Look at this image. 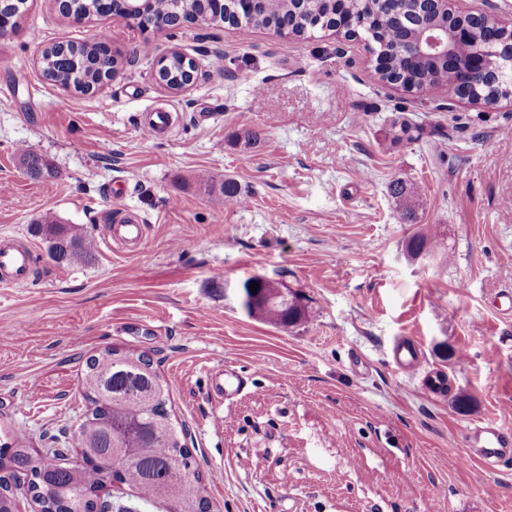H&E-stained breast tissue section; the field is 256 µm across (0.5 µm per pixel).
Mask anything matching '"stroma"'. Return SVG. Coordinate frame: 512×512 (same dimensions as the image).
<instances>
[{
    "label": "stroma",
    "instance_id": "1",
    "mask_svg": "<svg viewBox=\"0 0 512 512\" xmlns=\"http://www.w3.org/2000/svg\"><path fill=\"white\" fill-rule=\"evenodd\" d=\"M103 30L114 80L85 94L42 76L38 48ZM175 49L197 68L179 92L157 76ZM372 69L360 41L327 30L165 36L26 0L0 37V235L31 240L39 273L0 287V435L77 462L86 363L117 348L157 367L212 512H512V462L465 458L475 424L512 433V98L407 90ZM160 106L179 123L154 140L138 116ZM399 118L419 139L393 142ZM22 145L53 175L28 177ZM198 171L236 182L246 206L205 192ZM399 177L420 190L412 224L389 192ZM117 193L146 225L134 253L100 239ZM47 211L96 237L91 264L48 261L30 231ZM420 225L446 254L407 256ZM255 275L307 319L248 316L237 288ZM404 345L419 367L398 363ZM227 368L248 383L220 403L210 380ZM439 372L450 393L429 386Z\"/></svg>",
    "mask_w": 512,
    "mask_h": 512
}]
</instances>
